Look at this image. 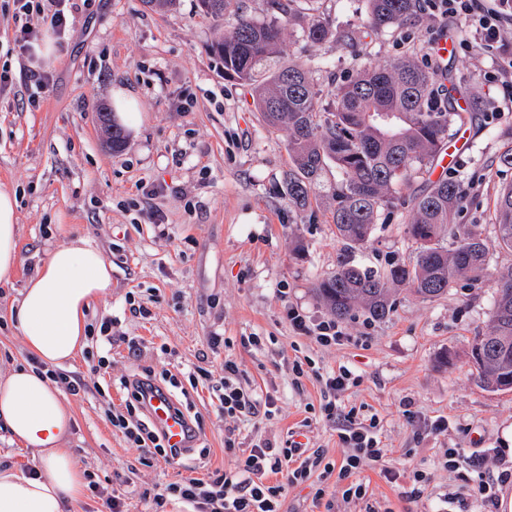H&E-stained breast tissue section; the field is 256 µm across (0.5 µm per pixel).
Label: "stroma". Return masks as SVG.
Segmentation results:
<instances>
[{
	"instance_id": "obj_1",
	"label": "stroma",
	"mask_w": 512,
	"mask_h": 512,
	"mask_svg": "<svg viewBox=\"0 0 512 512\" xmlns=\"http://www.w3.org/2000/svg\"><path fill=\"white\" fill-rule=\"evenodd\" d=\"M310 9L333 27L357 28L367 2L311 0ZM223 26L200 13L197 0H178L166 12L143 0H92L56 43L59 62L39 90L34 63L5 50L14 6L0 0V70L11 78L0 93V188L16 195L23 259L14 282L0 286V373L26 358L9 310L48 251L84 236L112 264V293L90 309L88 345L67 369L90 385L70 398L68 446L99 487L72 512H102V494L114 489L133 512H189L173 497L156 507L153 496L158 486L187 476L206 480L234 463L216 392L228 359L244 386L275 402L272 415L241 423L243 447L282 443L300 431L311 449L341 462L336 427L319 406L326 377L342 366L360 377L341 395L342 406L380 419L389 453L358 474L363 499L335 498L328 511L307 482L286 489L284 512H486L474 489L481 477L512 469V390L482 388L468 346L490 325L491 278L512 268L493 218L498 191L512 184V169L496 162L512 146V105L504 97L512 74L503 69L512 56V24L501 27L490 52L457 19L430 14L416 26L370 34L358 54L333 42L309 44L300 27L286 30L277 58L307 64L322 106L341 76L405 54L461 72L480 100L476 122L453 131L467 147L447 176L468 186L461 219L477 225L487 243L489 281L459 282L433 300L396 288L388 318L356 312L340 321L343 340L332 346L293 331L285 308L297 307L315 324L332 318L314 286L344 252L332 220L336 169L327 168L308 208L288 198V132L267 130L251 88L225 80L209 52ZM446 34L455 38L454 55L432 56ZM114 86L140 103V122L126 128L118 151L107 146L97 118ZM33 94L38 102H30ZM409 218L405 209L384 214L357 259L375 268L412 263L418 246L405 233ZM105 321L112 324L108 344L99 333ZM132 342L139 355L130 353ZM445 351L454 355L447 367L438 362ZM199 366L205 376L189 380ZM172 374L182 385L171 394L199 434L182 466L145 459L109 421L131 399L121 378L148 375L164 387ZM408 406L417 418L405 416ZM439 416L448 419L441 432L431 426ZM449 448L476 456L479 467L461 475L442 469ZM387 469L393 480L384 478ZM417 471L428 477L419 487Z\"/></svg>"
}]
</instances>
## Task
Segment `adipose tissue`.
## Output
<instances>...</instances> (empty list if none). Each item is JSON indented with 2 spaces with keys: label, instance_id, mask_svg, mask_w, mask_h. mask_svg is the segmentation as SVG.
Segmentation results:
<instances>
[{
  "label": "adipose tissue",
  "instance_id": "adipose-tissue-1",
  "mask_svg": "<svg viewBox=\"0 0 512 512\" xmlns=\"http://www.w3.org/2000/svg\"><path fill=\"white\" fill-rule=\"evenodd\" d=\"M18 240L16 197L0 189V284L18 275ZM111 290V262L93 240L77 237L46 255L11 308L31 361L0 375V426L12 443L33 449L36 457L29 474L0 468V512H65L82 499L87 473L66 446L70 402L45 370L81 356L86 313Z\"/></svg>",
  "mask_w": 512,
  "mask_h": 512
}]
</instances>
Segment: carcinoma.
<instances>
[{"label":"carcinoma","instance_id":"carcinoma-1","mask_svg":"<svg viewBox=\"0 0 512 512\" xmlns=\"http://www.w3.org/2000/svg\"><path fill=\"white\" fill-rule=\"evenodd\" d=\"M242 0H198L199 10L224 19V35L211 49L224 78L254 88V104L269 129L288 130L285 190L301 210L329 166L340 180L333 188V223L347 256L336 271L316 285L319 298L343 320L362 308L382 320L393 311L390 288H409L423 300L448 293L461 280L482 283L487 277V246L475 224L459 221L468 198L460 180L439 179L410 199L395 186L430 174L454 126L474 118L473 106L459 108L464 79L450 69H434L401 56L373 69L349 73L336 85L335 103L324 110L316 97L309 68L301 62L272 66L285 29L301 27L312 44L332 41L346 49L362 43L360 33L337 29L299 9V0H269L274 13L255 22L239 12ZM422 0H368L363 27L371 32L414 26ZM410 206L406 233L418 244L411 265L391 264L383 271L360 265L350 253L370 239L385 211ZM499 246L512 250V184L501 188L494 207ZM451 240L452 246L444 245ZM484 358L478 380L500 389L512 383V270L494 282L491 327L473 338L470 349Z\"/></svg>","mask_w":512,"mask_h":512}]
</instances>
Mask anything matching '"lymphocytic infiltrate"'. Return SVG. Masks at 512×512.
<instances>
[{
    "label": "lymphocytic infiltrate",
    "mask_w": 512,
    "mask_h": 512,
    "mask_svg": "<svg viewBox=\"0 0 512 512\" xmlns=\"http://www.w3.org/2000/svg\"><path fill=\"white\" fill-rule=\"evenodd\" d=\"M17 16L37 17L48 24L53 34H64L73 16V0H13ZM428 10L442 17L467 20L480 31L486 47L498 41L503 23L501 13L492 7L480 4L479 0H424ZM357 376L347 367H339L329 375L325 387L332 392V400L320 407L325 418L335 421L337 437L348 453L341 464L324 462L318 452L310 451L307 444L289 440L280 446L272 441L254 445L247 455L236 459L224 473L214 474L204 481L188 477L182 482L167 485L156 494V502L172 496L188 504L192 512H282L286 486L309 481L315 473L336 475L344 481L346 497L359 498L364 494L362 483L353 479L365 462H382L388 450L384 448L378 434L376 418H356L354 413H343L334 400L335 394L356 385ZM121 385L130 389L136 406L127 413L111 416L113 427L124 434L132 447L142 451L153 450L167 460L183 463L184 451L165 447L160 434L150 421L144 420L145 407L138 399L146 388L152 387L148 377L121 378ZM220 407L225 417L239 419L240 416L257 414L259 409H272L271 398H265L253 390L243 387L238 380V367L233 361L224 363V384L220 388ZM284 474V481H276V474Z\"/></svg>",
    "instance_id": "lymphocytic-infiltrate-1"
}]
</instances>
